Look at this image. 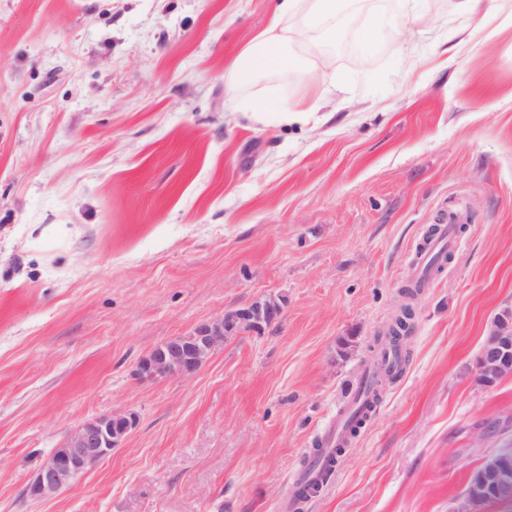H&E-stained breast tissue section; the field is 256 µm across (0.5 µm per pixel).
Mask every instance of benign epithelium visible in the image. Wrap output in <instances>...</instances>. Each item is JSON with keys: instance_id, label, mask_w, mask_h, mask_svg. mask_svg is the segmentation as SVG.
I'll use <instances>...</instances> for the list:
<instances>
[{"instance_id": "1", "label": "benign epithelium", "mask_w": 512, "mask_h": 512, "mask_svg": "<svg viewBox=\"0 0 512 512\" xmlns=\"http://www.w3.org/2000/svg\"><path fill=\"white\" fill-rule=\"evenodd\" d=\"M279 303L274 299L255 301L196 326L184 336H173L144 356L136 365L135 376L141 381L158 378L189 380L224 340L242 330H258ZM495 339L481 350L478 382L491 387L501 376L508 375V352L512 350V320L504 315L495 321ZM139 416L134 412L110 413L82 423L52 451L25 486L24 494L42 501L59 494L79 475L87 472L112 454V449L137 428ZM482 489L493 497H512V447L496 449L482 463Z\"/></svg>"}]
</instances>
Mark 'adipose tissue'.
Masks as SVG:
<instances>
[{
  "instance_id": "ef3b65f1",
  "label": "adipose tissue",
  "mask_w": 512,
  "mask_h": 512,
  "mask_svg": "<svg viewBox=\"0 0 512 512\" xmlns=\"http://www.w3.org/2000/svg\"><path fill=\"white\" fill-rule=\"evenodd\" d=\"M351 6V0H274L270 24L242 51L229 71L227 92L235 108L259 124L308 123L318 109L317 101L309 94H301L287 106L271 94L243 99L238 91L259 75L285 76L296 70L301 57L292 46L300 30L335 37L337 19Z\"/></svg>"
}]
</instances>
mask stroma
<instances>
[{
    "label": "stroma",
    "instance_id": "35a3bbf8",
    "mask_svg": "<svg viewBox=\"0 0 512 512\" xmlns=\"http://www.w3.org/2000/svg\"><path fill=\"white\" fill-rule=\"evenodd\" d=\"M401 3L364 0L373 42L303 36L300 70L241 88L318 87L315 120L283 127L224 93L273 0H0V512H278L429 225L460 211L402 374L303 510L450 512L512 425V375L477 380L512 310V27L474 37L458 0ZM269 296L280 318L193 379L134 378ZM129 410L109 458L23 497L80 424Z\"/></svg>",
    "mask_w": 512,
    "mask_h": 512
}]
</instances>
